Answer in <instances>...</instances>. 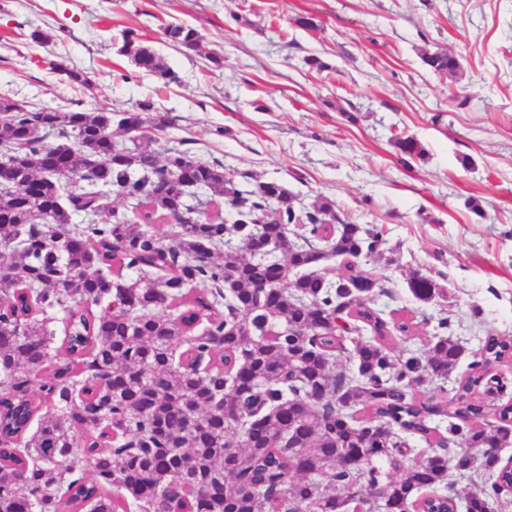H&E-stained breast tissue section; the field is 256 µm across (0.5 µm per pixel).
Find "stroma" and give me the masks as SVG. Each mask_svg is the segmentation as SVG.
I'll list each match as a JSON object with an SVG mask.
<instances>
[{"instance_id":"stroma-1","label":"stroma","mask_w":512,"mask_h":512,"mask_svg":"<svg viewBox=\"0 0 512 512\" xmlns=\"http://www.w3.org/2000/svg\"><path fill=\"white\" fill-rule=\"evenodd\" d=\"M170 24L196 28L197 51L173 46ZM125 32L176 81L121 55ZM426 51L459 73L432 72ZM0 95L116 120L150 105L170 119L144 128L157 147L220 161L245 187L280 181L297 210L325 196L342 221L382 225L391 294L375 305L405 308L420 340L445 316L471 350L512 336V0H0ZM398 135L424 156L402 163ZM414 271L446 298L414 299ZM422 59L434 73L440 75L455 76L459 68L457 58L446 52H424Z\"/></svg>"}]
</instances>
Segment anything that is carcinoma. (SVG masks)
<instances>
[{
    "instance_id": "obj_1",
    "label": "carcinoma",
    "mask_w": 512,
    "mask_h": 512,
    "mask_svg": "<svg viewBox=\"0 0 512 512\" xmlns=\"http://www.w3.org/2000/svg\"><path fill=\"white\" fill-rule=\"evenodd\" d=\"M165 34L199 47L191 26ZM120 53L176 80L130 34ZM422 59L440 75L459 68L446 52ZM0 113L12 131L0 162L18 185L0 188V512H371L374 493L391 512L460 500L491 512L512 488L499 457L512 402L488 414L512 339L485 338L448 405L465 356L450 320L397 356L394 334L407 343L417 324L373 307L390 296L375 266L391 252L383 228L340 221L327 197L302 216L276 180L242 189L218 162L117 140L109 112L0 95ZM394 143L405 163L424 153L413 137ZM184 176L234 222L196 221ZM102 187L137 221L101 206ZM168 216L172 238L149 230ZM331 258L333 279L321 273ZM407 286L422 302L446 297L428 275ZM409 437L428 444V464L408 463ZM450 467L471 478L463 496Z\"/></svg>"
}]
</instances>
